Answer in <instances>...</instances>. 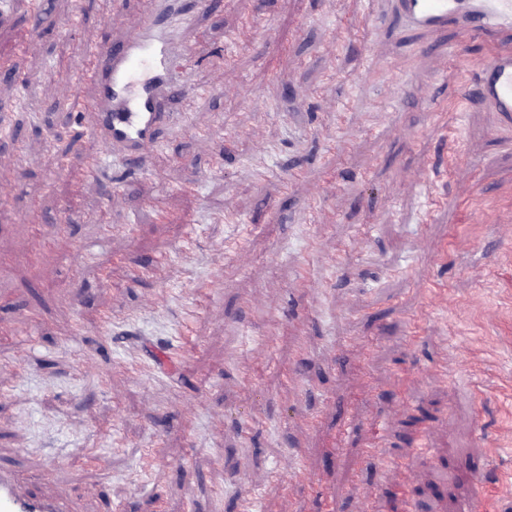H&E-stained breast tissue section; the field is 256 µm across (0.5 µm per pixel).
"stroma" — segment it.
Masks as SVG:
<instances>
[{"label": "stroma", "instance_id": "obj_1", "mask_svg": "<svg viewBox=\"0 0 512 512\" xmlns=\"http://www.w3.org/2000/svg\"><path fill=\"white\" fill-rule=\"evenodd\" d=\"M44 2L36 23L0 0V40L34 39L0 78V462L21 491L82 512H234L244 493L407 512L419 489L463 512L478 477L477 512H512V123L464 101L512 38L431 36L384 0H214L174 31L212 95L74 191L52 154L82 173L98 146L59 75L142 0ZM162 254V278L124 281L120 262ZM131 354L154 373L120 370ZM381 434L395 470L366 453ZM296 453L314 484L277 477Z\"/></svg>", "mask_w": 512, "mask_h": 512}]
</instances>
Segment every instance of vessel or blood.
<instances>
[{"label": "vessel or blood", "mask_w": 512, "mask_h": 512, "mask_svg": "<svg viewBox=\"0 0 512 512\" xmlns=\"http://www.w3.org/2000/svg\"><path fill=\"white\" fill-rule=\"evenodd\" d=\"M397 11L415 27L438 31L454 24L477 35L512 37V0H395ZM157 22V2L147 0L135 27L121 43L91 42L81 75L95 87L93 96L73 100L70 85L63 99L77 116H92L94 135L103 152L133 146L142 156L155 147L159 125L176 118L169 106L192 99L195 88L183 82L189 55L175 45L155 44L150 34ZM481 105L512 120V53L479 60L475 67ZM63 495L32 500L18 490L14 472L0 468V512H78Z\"/></svg>", "instance_id": "obj_1"}]
</instances>
